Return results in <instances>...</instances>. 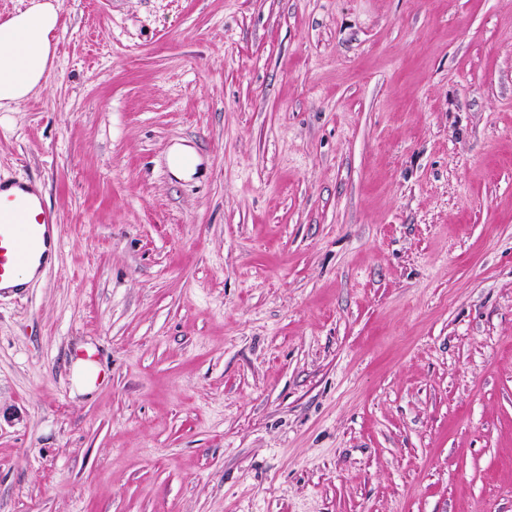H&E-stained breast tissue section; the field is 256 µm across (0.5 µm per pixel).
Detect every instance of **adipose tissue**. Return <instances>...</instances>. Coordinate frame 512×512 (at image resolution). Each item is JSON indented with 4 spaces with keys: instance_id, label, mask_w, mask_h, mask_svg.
Returning <instances> with one entry per match:
<instances>
[{
    "instance_id": "obj_1",
    "label": "adipose tissue",
    "mask_w": 512,
    "mask_h": 512,
    "mask_svg": "<svg viewBox=\"0 0 512 512\" xmlns=\"http://www.w3.org/2000/svg\"><path fill=\"white\" fill-rule=\"evenodd\" d=\"M54 0L29 5L0 23V104L10 105L43 89L58 24Z\"/></svg>"
}]
</instances>
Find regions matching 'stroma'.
Masks as SVG:
<instances>
[{
	"label": "stroma",
	"mask_w": 512,
	"mask_h": 512,
	"mask_svg": "<svg viewBox=\"0 0 512 512\" xmlns=\"http://www.w3.org/2000/svg\"><path fill=\"white\" fill-rule=\"evenodd\" d=\"M59 2L0 512H512V0ZM100 367L91 359L79 358L71 365V382L74 393L87 394L96 388Z\"/></svg>",
	"instance_id": "stroma-1"
}]
</instances>
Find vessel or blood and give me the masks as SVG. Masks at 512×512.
Here are the masks:
<instances>
[{
    "label": "vessel or blood",
    "instance_id": "b4317fda",
    "mask_svg": "<svg viewBox=\"0 0 512 512\" xmlns=\"http://www.w3.org/2000/svg\"><path fill=\"white\" fill-rule=\"evenodd\" d=\"M57 215L29 182L0 179V286L20 270L44 271L59 249Z\"/></svg>",
    "mask_w": 512,
    "mask_h": 512
}]
</instances>
